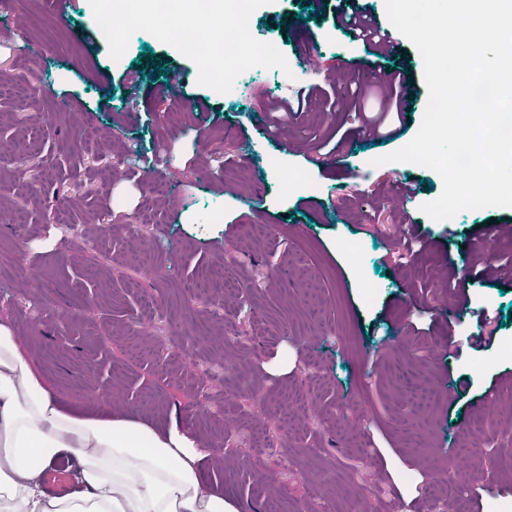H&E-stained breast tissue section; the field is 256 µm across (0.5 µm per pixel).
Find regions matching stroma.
<instances>
[{"label":"stroma","mask_w":512,"mask_h":512,"mask_svg":"<svg viewBox=\"0 0 512 512\" xmlns=\"http://www.w3.org/2000/svg\"><path fill=\"white\" fill-rule=\"evenodd\" d=\"M325 2L255 10L294 68L224 95L144 31L113 59L89 0H8L25 25L0 40V322L67 405L222 449L207 477L237 512H426L438 481L454 512H512V208L436 221L435 171L377 164L421 124L422 58L400 34L373 56ZM351 59L413 94L405 136L369 135L398 120L378 89L349 95ZM286 170L311 186L285 191ZM446 294L462 319L439 317Z\"/></svg>","instance_id":"35a3bbf8"}]
</instances>
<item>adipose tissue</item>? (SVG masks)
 I'll return each instance as SVG.
<instances>
[{
    "label": "adipose tissue",
    "mask_w": 512,
    "mask_h": 512,
    "mask_svg": "<svg viewBox=\"0 0 512 512\" xmlns=\"http://www.w3.org/2000/svg\"><path fill=\"white\" fill-rule=\"evenodd\" d=\"M217 455L176 423L66 406L0 324V512H235L205 477ZM61 460L75 485L52 495L40 477Z\"/></svg>",
    "instance_id": "adipose-tissue-1"
}]
</instances>
